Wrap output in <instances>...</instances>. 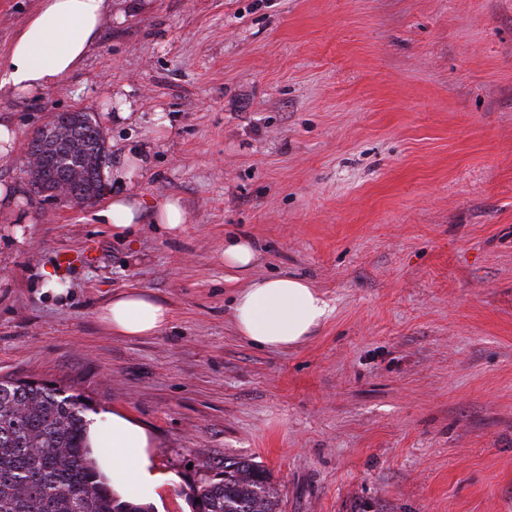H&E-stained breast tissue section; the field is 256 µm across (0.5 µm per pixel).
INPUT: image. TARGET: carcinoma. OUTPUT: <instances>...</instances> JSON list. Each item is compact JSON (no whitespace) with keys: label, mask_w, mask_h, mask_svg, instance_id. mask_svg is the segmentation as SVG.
<instances>
[{"label":"carcinoma","mask_w":512,"mask_h":512,"mask_svg":"<svg viewBox=\"0 0 512 512\" xmlns=\"http://www.w3.org/2000/svg\"><path fill=\"white\" fill-rule=\"evenodd\" d=\"M82 117L89 185L99 161L112 156L99 142L92 116ZM88 410L80 393L0 378V512H153L112 495L88 450ZM189 499L193 512H279L269 472L248 459H224L222 477L200 481Z\"/></svg>","instance_id":"obj_1"}]
</instances>
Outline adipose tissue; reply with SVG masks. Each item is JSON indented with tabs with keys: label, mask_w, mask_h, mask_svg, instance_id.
Wrapping results in <instances>:
<instances>
[{
	"label": "adipose tissue",
	"mask_w": 512,
	"mask_h": 512,
	"mask_svg": "<svg viewBox=\"0 0 512 512\" xmlns=\"http://www.w3.org/2000/svg\"><path fill=\"white\" fill-rule=\"evenodd\" d=\"M112 0H39L24 27L12 40L0 86L31 95L56 86L75 72L99 39ZM136 166L112 170L115 189L104 214L116 233L133 231L143 204L126 193ZM258 252L242 236L224 244V264L245 284L233 300V322L242 338L266 349L300 344L330 316L331 308L310 283L297 277L254 274ZM170 318L168 308L134 288L117 292L100 313L103 324L118 336H151ZM92 455L113 491L131 501L154 500L167 477L151 455L152 439L141 425L114 414L87 426Z\"/></svg>",
	"instance_id": "obj_1"
}]
</instances>
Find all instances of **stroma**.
Masks as SVG:
<instances>
[{"instance_id":"obj_1","label":"stroma","mask_w":512,"mask_h":512,"mask_svg":"<svg viewBox=\"0 0 512 512\" xmlns=\"http://www.w3.org/2000/svg\"><path fill=\"white\" fill-rule=\"evenodd\" d=\"M136 2L55 87H0V183L33 216L0 211V376L144 426L154 512H192L228 458L267 469L281 512H512V0ZM37 4L0 0V67ZM73 109L113 164L143 160L132 235L105 200L28 194L30 135ZM169 197L176 237L150 215ZM233 231L331 305L302 344L237 336ZM128 288L168 308L159 334L105 328Z\"/></svg>"}]
</instances>
